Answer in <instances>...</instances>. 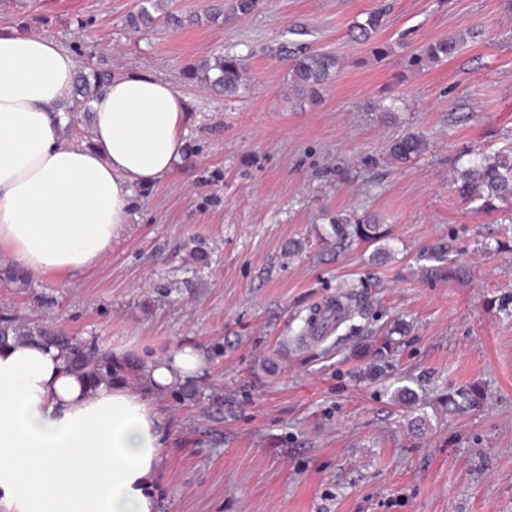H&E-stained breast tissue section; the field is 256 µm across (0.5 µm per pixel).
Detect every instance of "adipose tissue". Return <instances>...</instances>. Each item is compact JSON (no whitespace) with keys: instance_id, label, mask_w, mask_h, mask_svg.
<instances>
[{"instance_id":"1","label":"adipose tissue","mask_w":512,"mask_h":512,"mask_svg":"<svg viewBox=\"0 0 512 512\" xmlns=\"http://www.w3.org/2000/svg\"><path fill=\"white\" fill-rule=\"evenodd\" d=\"M78 68L58 42L0 29V256L26 274L90 272L128 231L132 185L168 175L185 145L187 100L146 72L114 76L93 104L90 142L64 132ZM207 365L184 346L148 361L164 390ZM163 419L115 382L88 388L55 347L0 348V512H157Z\"/></svg>"}]
</instances>
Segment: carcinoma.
I'll list each match as a JSON object with an SVG mask.
<instances>
[{"mask_svg":"<svg viewBox=\"0 0 512 512\" xmlns=\"http://www.w3.org/2000/svg\"><path fill=\"white\" fill-rule=\"evenodd\" d=\"M163 0H141L139 8L128 17V25L134 29H148L158 21L180 28L183 17L162 6ZM384 12L379 10L368 15L362 23L352 26L349 37L367 42L381 27ZM461 39L450 37L439 40L422 49L415 57L421 64L427 60H437L454 53L460 46ZM278 55L288 61L291 87L298 94L319 95L322 87L335 75L340 59L332 52H317L306 46L288 47L281 45L276 49ZM185 77L191 81L204 84L226 97L236 98L246 89V70L243 60L231 53L217 55L193 63L186 67ZM112 81L109 71L94 70L83 75L77 81L71 101L62 106L68 116V126H73L75 114L89 109V102L100 96ZM426 149L423 137L414 132H407L391 141L388 156L391 161L404 164L418 158ZM466 164L455 170L454 188L459 199L472 206L475 212L489 211L495 208V202H512V149L494 153L467 151ZM336 248L344 249L356 240L378 241L383 239L379 225L375 220L357 218L355 220L341 213L332 218ZM448 246L438 245L433 258L437 266L423 269L426 279L458 280L465 275V267L454 261H447ZM355 293L347 291L336 300L329 316L306 319L300 340L310 338L319 340L325 332L324 323L332 319L336 326L352 319L355 308L352 298ZM16 339L36 340L56 347L64 368L85 379L87 384L96 388L100 384H112L116 381H128L126 372L132 368L140 370L141 365L128 362L121 364L112 359V354L105 352L94 343L76 341L60 329H50L34 323H25L8 314L0 316V346H5ZM485 400L481 387L471 385L448 396V410L461 411L465 408L479 407Z\"/></svg>","mask_w":512,"mask_h":512,"instance_id":"obj_1","label":"carcinoma"}]
</instances>
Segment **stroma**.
I'll list each match as a JSON object with an SVG mask.
<instances>
[{"mask_svg":"<svg viewBox=\"0 0 512 512\" xmlns=\"http://www.w3.org/2000/svg\"><path fill=\"white\" fill-rule=\"evenodd\" d=\"M137 3L0 0V28L56 39L83 70L151 73L191 108L173 170L131 188V233L89 274L0 280V315L107 351L129 341L144 361L206 351L196 398L150 395L164 419L159 512H512V204L477 214L452 187L463 151L512 144V0H259L216 24L136 33ZM384 4L372 41L351 40ZM294 29L341 59L314 99L289 91L275 53ZM456 35L458 53L412 66ZM228 51L248 66L243 97L184 78ZM409 130L426 152L391 162ZM339 211L377 217L389 257L361 242L337 253ZM440 242L465 279L422 277ZM346 283L359 334L297 349L309 308ZM471 384L483 407L449 414L448 394ZM403 387L415 405L397 403Z\"/></svg>","mask_w":512,"mask_h":512,"instance_id":"obj_1","label":"stroma"}]
</instances>
